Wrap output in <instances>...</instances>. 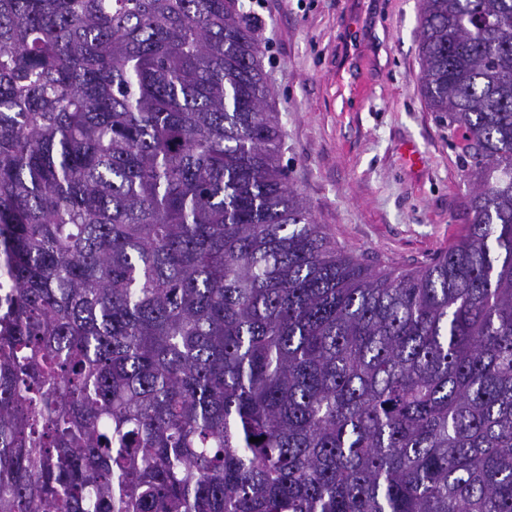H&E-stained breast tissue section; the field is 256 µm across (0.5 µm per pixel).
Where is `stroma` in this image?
Returning <instances> with one entry per match:
<instances>
[{
	"instance_id": "1",
	"label": "stroma",
	"mask_w": 512,
	"mask_h": 512,
	"mask_svg": "<svg viewBox=\"0 0 512 512\" xmlns=\"http://www.w3.org/2000/svg\"><path fill=\"white\" fill-rule=\"evenodd\" d=\"M282 127L281 162L331 240L413 270L468 224V187L420 92L421 0H250ZM423 166L408 168L405 145Z\"/></svg>"
}]
</instances>
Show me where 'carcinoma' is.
I'll use <instances>...</instances> for the list:
<instances>
[{
  "mask_svg": "<svg viewBox=\"0 0 512 512\" xmlns=\"http://www.w3.org/2000/svg\"><path fill=\"white\" fill-rule=\"evenodd\" d=\"M418 29L472 221L396 273L288 185L246 0H0V512H512V0Z\"/></svg>",
  "mask_w": 512,
  "mask_h": 512,
  "instance_id": "cac0c4a2",
  "label": "carcinoma"
}]
</instances>
